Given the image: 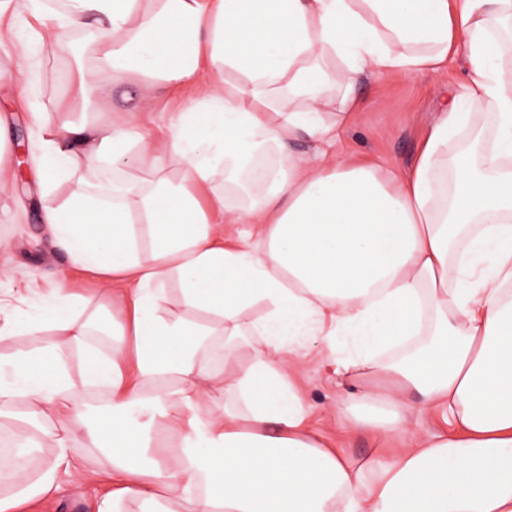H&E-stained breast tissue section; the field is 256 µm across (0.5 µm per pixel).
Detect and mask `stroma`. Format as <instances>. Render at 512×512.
Instances as JSON below:
<instances>
[{
    "mask_svg": "<svg viewBox=\"0 0 512 512\" xmlns=\"http://www.w3.org/2000/svg\"><path fill=\"white\" fill-rule=\"evenodd\" d=\"M14 19L0 20V125L7 130V142L0 149V177L10 185L0 193V296L19 298L30 280L50 289L65 283L69 291L90 298L92 306L104 307V285L96 277L69 268L62 254L50 244L42 222L43 205L63 202L74 190L71 180L53 185L40 183L35 175L47 129L65 120L80 121L87 114L74 99L70 69L59 62L60 53L77 39L72 32H60L51 23L40 25L42 44L27 56L16 53L26 36L30 18L28 0H14ZM468 84L466 63L457 58L437 76L370 78L357 93L367 105L342 133L339 151L365 159L402 165L413 162L426 128L436 112L452 97L464 93ZM185 86L166 91L154 108L136 125L145 139L163 136L177 112L194 98ZM291 381L314 404L315 428L336 437L346 454L361 457L374 447L372 436L363 430L337 431L336 404L350 382L336 374L331 354L321 338L309 339L301 357L289 365ZM71 456L83 460L79 479L60 474L58 487L50 495L16 508L15 512H95L99 495L107 487L100 481L110 463L104 455H90L88 449H71Z\"/></svg>",
    "mask_w": 512,
    "mask_h": 512,
    "instance_id": "stroma-1",
    "label": "stroma"
}]
</instances>
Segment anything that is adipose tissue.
Returning a JSON list of instances; mask_svg holds the SVG:
<instances>
[{
	"label": "adipose tissue",
	"mask_w": 512,
	"mask_h": 512,
	"mask_svg": "<svg viewBox=\"0 0 512 512\" xmlns=\"http://www.w3.org/2000/svg\"><path fill=\"white\" fill-rule=\"evenodd\" d=\"M59 25L90 37L72 83L82 102L117 82L146 110L173 87L197 95L160 142L89 121L43 142L45 184L83 160L129 171L111 201L80 187L43 213L68 265L108 285L125 317L98 320L82 296L33 282L29 309L0 305V338L32 342L0 355V407L57 450L29 474L36 437H19L0 512L78 476L74 447L112 462L96 512H512V0H67ZM459 55L470 83L411 167L337 152L364 107L361 76L437 74ZM303 136L308 157L291 151ZM218 179L223 194L202 205ZM228 224L246 230L229 241ZM172 282L185 313L168 318ZM259 303L264 316L240 325ZM200 313L243 337L248 359L205 362ZM94 331L134 347H90ZM312 336L354 383L343 409L356 426L400 442L390 459L355 461L311 431L287 368ZM72 351L111 416L88 420ZM415 394L452 434L405 443Z\"/></svg>",
	"instance_id": "1"
}]
</instances>
